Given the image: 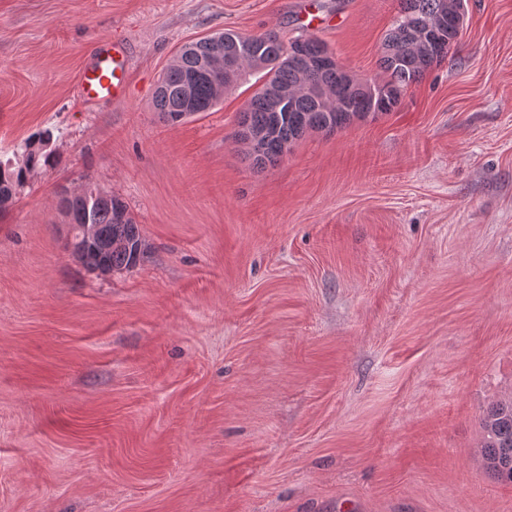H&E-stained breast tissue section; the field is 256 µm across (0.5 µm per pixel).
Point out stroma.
Instances as JSON below:
<instances>
[{"mask_svg": "<svg viewBox=\"0 0 512 512\" xmlns=\"http://www.w3.org/2000/svg\"><path fill=\"white\" fill-rule=\"evenodd\" d=\"M399 0H0V156L53 134L0 217V512H512L481 419L512 399V0L391 112L254 165V77L171 126L179 49L308 33L382 79ZM124 99L76 95L98 40ZM92 179L148 244L104 278L65 247Z\"/></svg>", "mask_w": 512, "mask_h": 512, "instance_id": "35a3bbf8", "label": "stroma"}]
</instances>
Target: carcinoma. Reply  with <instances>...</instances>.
Listing matches in <instances>:
<instances>
[{
	"instance_id": "carcinoma-1",
	"label": "carcinoma",
	"mask_w": 512,
	"mask_h": 512,
	"mask_svg": "<svg viewBox=\"0 0 512 512\" xmlns=\"http://www.w3.org/2000/svg\"><path fill=\"white\" fill-rule=\"evenodd\" d=\"M441 0H400V9L384 41L381 68L385 76L374 82L350 85L343 68L322 64L307 71V61L328 51L324 42L313 35H299L288 40L271 28L258 35L221 32L183 46L166 68L157 87L154 108L165 121L177 125L200 112H209L221 103L224 89L254 73L262 84L240 112V140L252 131L275 127L276 135L250 151L258 165L274 163L304 133L321 130L331 124L344 128L354 119H365L392 111L402 94L418 83L436 62L445 59L454 47V21L444 22L441 42L420 50L413 42L409 23L437 15ZM225 55H238L234 67L217 70L209 63L215 46ZM269 83L286 85L295 91L288 111L277 112L266 93ZM52 140L46 130L24 141V160L0 158V198L8 200L11 192L28 186L31 174L52 163L53 151L45 148ZM65 214L75 224H94L99 235L112 240V251L103 254L88 249L86 265L93 269L104 263L114 269L135 267L144 254V240L139 225L118 198L92 199L73 195L62 200ZM482 428L486 441L482 455L487 468L498 479L512 483V401L492 406L484 415Z\"/></svg>"
}]
</instances>
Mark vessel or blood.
<instances>
[{
  "instance_id": "obj_1",
  "label": "vessel or blood",
  "mask_w": 512,
  "mask_h": 512,
  "mask_svg": "<svg viewBox=\"0 0 512 512\" xmlns=\"http://www.w3.org/2000/svg\"><path fill=\"white\" fill-rule=\"evenodd\" d=\"M129 65V57L121 45L102 40L93 60L80 74L79 97L86 102L123 97Z\"/></svg>"
}]
</instances>
